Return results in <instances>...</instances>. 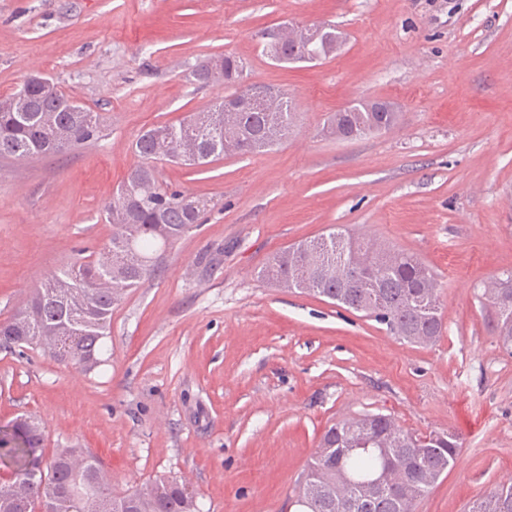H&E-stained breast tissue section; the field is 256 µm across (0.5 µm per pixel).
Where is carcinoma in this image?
Masks as SVG:
<instances>
[{"mask_svg": "<svg viewBox=\"0 0 512 512\" xmlns=\"http://www.w3.org/2000/svg\"><path fill=\"white\" fill-rule=\"evenodd\" d=\"M220 67L226 84L236 83L243 61L218 55L197 64L200 72L211 64ZM57 85L38 81L16 94L0 97V158L23 160L54 156L97 138L99 116L78 103ZM276 109H257L238 98L233 113L237 132L224 142V104L194 112L177 123L163 124L142 133L135 143L140 163L104 207L112 237L104 247L69 267L55 272L32 289L7 319L0 321V348L15 347L41 353L85 373L101 365L104 339L112 311L124 298L152 279L165 254L190 229L198 226L209 200L193 197L158 180L155 162L166 152L189 145L192 154L180 159L188 166L208 164L225 155L241 153V145L255 151L270 149L265 139L269 126L288 137L295 120L288 99L277 96ZM336 112L332 132L346 139L359 125L395 126L398 115L385 119L375 112ZM331 250L342 244L343 256L363 266L365 279L353 288L336 276L331 255L315 256L304 240L274 253L261 277L283 288L298 280L312 287L304 292L386 325L389 333L408 343L428 344L443 332L442 304L432 269L417 256L332 228L326 233ZM82 291L87 311L75 318L63 290ZM482 296L495 323L498 342L512 348V271L483 284ZM45 424L22 415L0 425V465L12 470L0 481V512H33L43 500L51 512H199L197 497L188 483L156 478L145 486L117 493L94 459L81 448H59L52 458L43 455ZM460 447L450 431L441 438L418 437L391 415L367 412L329 425L321 436L295 503L301 512H416L418 501L452 468ZM42 469L46 483H35L31 472ZM468 512H512V486L493 491L473 503Z\"/></svg>", "mask_w": 512, "mask_h": 512, "instance_id": "carcinoma-1", "label": "carcinoma"}]
</instances>
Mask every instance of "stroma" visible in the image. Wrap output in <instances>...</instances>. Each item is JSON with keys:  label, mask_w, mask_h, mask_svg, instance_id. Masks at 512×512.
<instances>
[{"label": "stroma", "mask_w": 512, "mask_h": 512, "mask_svg": "<svg viewBox=\"0 0 512 512\" xmlns=\"http://www.w3.org/2000/svg\"><path fill=\"white\" fill-rule=\"evenodd\" d=\"M287 20L335 24L347 43L272 62L262 36ZM222 54L244 60L247 86L289 98L293 132L203 167L158 164L162 183L211 199L201 224L114 309L92 373L0 349V424L37 415L45 456L79 445L120 492L183 479L201 512H297L325 427L366 412L458 436L416 512H467L512 485V351L480 291L512 269V0H0V96L42 74L101 123L66 154L0 161V320L108 242L104 206L137 137L227 95L187 78ZM374 100L394 128L330 133L331 113ZM333 226L434 270L437 342L259 278Z\"/></svg>", "instance_id": "35a3bbf8"}]
</instances>
